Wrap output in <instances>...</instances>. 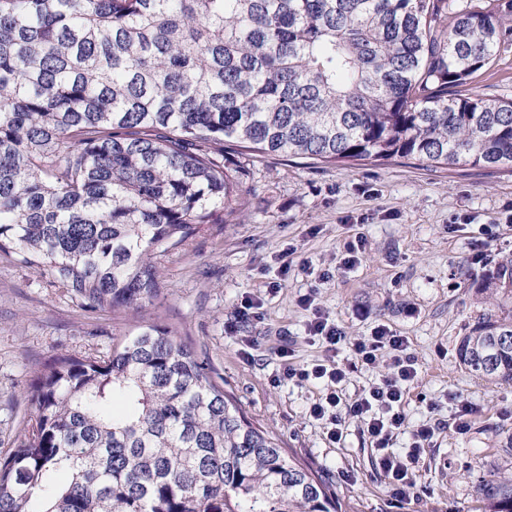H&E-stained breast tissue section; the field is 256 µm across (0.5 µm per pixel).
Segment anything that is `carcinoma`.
I'll return each instance as SVG.
<instances>
[{"mask_svg":"<svg viewBox=\"0 0 512 512\" xmlns=\"http://www.w3.org/2000/svg\"><path fill=\"white\" fill-rule=\"evenodd\" d=\"M504 37L450 0H0V253L90 311L139 308L162 258L240 209L227 148L512 167V100L464 92ZM473 286L459 364L512 382V254ZM27 398L0 512L342 510L160 324L56 356ZM477 491L512 512L511 477Z\"/></svg>","mask_w":512,"mask_h":512,"instance_id":"carcinoma-1","label":"carcinoma"}]
</instances>
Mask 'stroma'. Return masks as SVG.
Here are the masks:
<instances>
[{"label": "stroma", "mask_w": 512, "mask_h": 512, "mask_svg": "<svg viewBox=\"0 0 512 512\" xmlns=\"http://www.w3.org/2000/svg\"><path fill=\"white\" fill-rule=\"evenodd\" d=\"M470 88L512 99V39ZM230 159L245 170L243 211L216 213L166 258L162 291L138 315L86 310L39 270L0 254V454L19 442L26 391L56 355L106 352L135 325L158 323L196 344L247 416L336 491L344 512H480V482L512 474V383L469 374L456 344L483 309L474 281L512 253V169ZM358 238L359 261L346 268L345 246ZM305 295L344 330L348 343L336 355L310 336ZM248 302L257 315L239 321ZM380 325L407 337L416 361L401 405L407 425L434 430L401 494L378 468L361 421L347 420L331 442L310 415L322 384L281 378L285 366L332 357L347 373L340 399L353 401L393 372L389 351L371 364L352 351ZM462 404L472 409L463 424Z\"/></svg>", "instance_id": "35a3bbf8"}]
</instances>
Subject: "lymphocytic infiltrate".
<instances>
[{"label": "lymphocytic infiltrate", "instance_id": "obj_1", "mask_svg": "<svg viewBox=\"0 0 512 512\" xmlns=\"http://www.w3.org/2000/svg\"><path fill=\"white\" fill-rule=\"evenodd\" d=\"M311 335L321 338L329 351H336L339 345L348 343L344 331L336 324L323 317L321 311H314L309 323ZM351 344V343H348ZM352 349L364 363L370 364L377 360L380 351L388 349L393 353L392 365L394 372L390 377L370 387L359 398L345 404V413H337L336 407L341 404L336 387L346 378L345 371L334 361L313 365L311 368L297 369L287 367L284 375L289 379L301 381L321 379L327 383V394L324 401L315 403L311 412L316 419L329 424L328 435L331 440H341L343 436L342 422L344 418H356L367 426L376 448L382 454L378 466L389 479L396 492H403L413 484V467L418 463L423 449L432 438L431 427L423 425L410 434L411 443L406 456L400 457L389 453L388 447L395 434L405 425V417L400 410L404 397V382L414 379L417 375L415 360L409 353L406 337L397 335L386 326L374 329L371 336L352 343Z\"/></svg>", "mask_w": 512, "mask_h": 512}]
</instances>
